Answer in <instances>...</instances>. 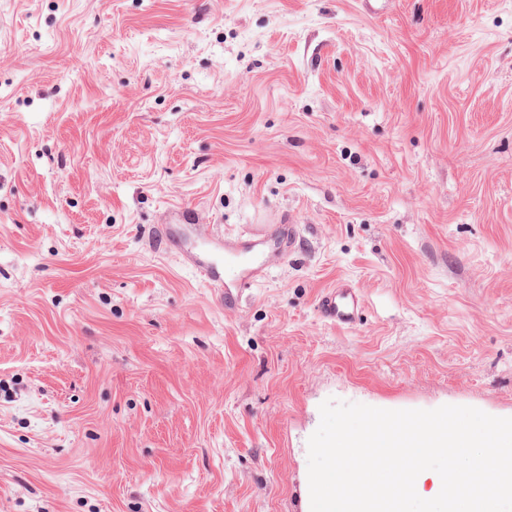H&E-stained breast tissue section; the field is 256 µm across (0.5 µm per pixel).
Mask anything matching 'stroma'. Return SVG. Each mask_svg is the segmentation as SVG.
Listing matches in <instances>:
<instances>
[{"label": "stroma", "mask_w": 512, "mask_h": 512, "mask_svg": "<svg viewBox=\"0 0 512 512\" xmlns=\"http://www.w3.org/2000/svg\"><path fill=\"white\" fill-rule=\"evenodd\" d=\"M328 399L512 417V0H0V512H311ZM194 262L198 266L200 274L208 283L215 288H220V291H223L224 288V298L232 294V289L238 288L239 285L249 280L255 270L254 265H230L233 266L236 271L232 277L227 278L224 268H221L211 261L196 258ZM319 308L330 322L341 326L350 325L362 308L361 295L356 288H330L322 294Z\"/></svg>", "instance_id": "obj_1"}]
</instances>
